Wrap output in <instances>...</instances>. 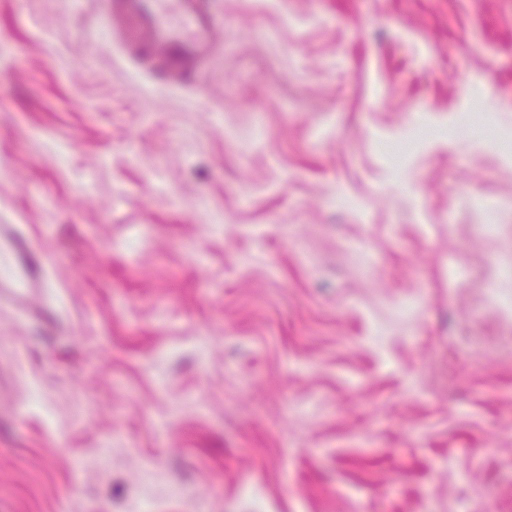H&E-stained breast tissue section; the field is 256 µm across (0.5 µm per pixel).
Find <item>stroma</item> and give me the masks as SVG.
Segmentation results:
<instances>
[{
  "label": "stroma",
  "instance_id": "obj_1",
  "mask_svg": "<svg viewBox=\"0 0 512 512\" xmlns=\"http://www.w3.org/2000/svg\"><path fill=\"white\" fill-rule=\"evenodd\" d=\"M213 8L0 0V512H512V0ZM105 29L126 58L164 87L189 85L214 58L218 46L212 0H106Z\"/></svg>",
  "mask_w": 512,
  "mask_h": 512
}]
</instances>
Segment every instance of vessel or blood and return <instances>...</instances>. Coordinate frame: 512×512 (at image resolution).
<instances>
[{
    "mask_svg": "<svg viewBox=\"0 0 512 512\" xmlns=\"http://www.w3.org/2000/svg\"><path fill=\"white\" fill-rule=\"evenodd\" d=\"M105 30L126 58L164 87L188 85L218 46L212 0H106Z\"/></svg>",
    "mask_w": 512,
    "mask_h": 512,
    "instance_id": "1",
    "label": "vessel or blood"
}]
</instances>
